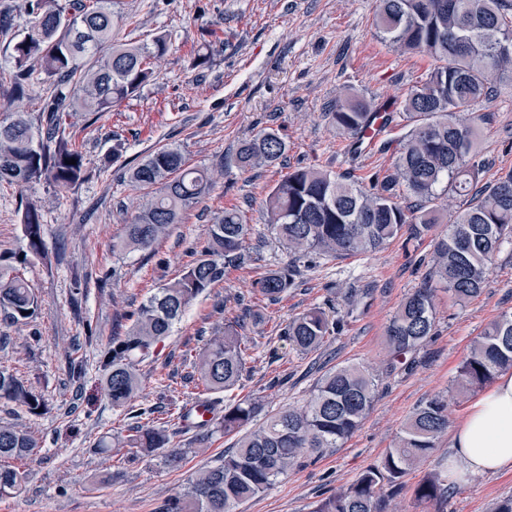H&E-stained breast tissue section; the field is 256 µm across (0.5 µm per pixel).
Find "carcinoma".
<instances>
[{"label": "carcinoma", "instance_id": "carcinoma-1", "mask_svg": "<svg viewBox=\"0 0 512 512\" xmlns=\"http://www.w3.org/2000/svg\"><path fill=\"white\" fill-rule=\"evenodd\" d=\"M28 26L11 49L12 67L0 75L10 83L13 97L22 99L35 82L51 83L41 99L40 126L33 127L22 110L0 120V184L23 186L44 179L57 190L85 178L83 156L66 134L67 108L110 112L136 96L155 78L152 60L169 47L166 36L152 46L117 40L122 17L112 0H25ZM374 25L383 39L402 52L421 53L432 67L421 85L401 102L409 129L401 140L394 172L353 180L323 170L301 168L286 175L264 201L267 229L294 256L318 254L347 258L381 249L407 230L412 239L432 237L430 278L435 286L414 289L389 320L385 335L393 356L424 345L435 327V287L448 291L460 304L480 294L495 254L512 242V171L485 190L476 189L473 162L476 130L460 114L492 97L494 86L512 72V52L499 46L512 42V3L509 0H379ZM386 104L363 96L336 100L331 116L336 131L360 142ZM286 150L284 138L262 131L238 151L242 169L275 164ZM76 160V164L69 160ZM153 195L127 225L115 248L148 251L197 204L211 187L206 168L190 167L179 148L162 145L143 158L129 174ZM423 206L416 210L396 200L395 188ZM470 197L467 208L439 231L441 215L426 204L440 193ZM41 208L26 203L21 213L28 251L47 257L42 237ZM250 232L236 209H226L207 228L206 246L176 280L165 284L141 304L129 331L108 342L100 360L105 395L112 407L132 409L140 391L137 365L169 335L186 307L213 284L224 280L226 265L244 258ZM293 284L288 268L269 270L254 289L275 301ZM38 296L11 265H0V315L13 324H26L39 314ZM340 319L312 308L291 319L284 336L298 351L316 350ZM195 374L211 394L205 405L224 404L219 422L224 434H239L233 450L220 464L195 472L187 488L166 512H236L237 506L265 492L307 456L340 448L360 427L376 398L375 378L357 366H337L323 374L301 407H282L252 423L260 407L251 400L221 401L242 378L245 359L241 336L233 324L213 336L193 362ZM512 368V314L490 323L474 341L457 378L458 388L476 389ZM0 399L38 416L47 411L43 396L0 367ZM448 428V402L437 396L422 402L380 464L363 470L347 487L322 501L314 512H383L384 498L399 494L402 478L426 459L436 439ZM161 428L136 425L125 436L98 440V452L128 449L135 458L167 447ZM37 448L34 437L8 422H0V498L25 484L27 473L11 464ZM442 475L432 473L414 489L418 505H439L448 489Z\"/></svg>", "mask_w": 512, "mask_h": 512}]
</instances>
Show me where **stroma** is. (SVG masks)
Returning a JSON list of instances; mask_svg holds the SVG:
<instances>
[{
	"instance_id": "stroma-1",
	"label": "stroma",
	"mask_w": 512,
	"mask_h": 512,
	"mask_svg": "<svg viewBox=\"0 0 512 512\" xmlns=\"http://www.w3.org/2000/svg\"><path fill=\"white\" fill-rule=\"evenodd\" d=\"M124 18L121 41L151 42L166 35L169 49L156 61V78L109 112H71L67 131L82 152L87 177L59 192L45 181L0 185V263L19 267L36 289L41 312L20 326L0 319V365L41 393L47 413L34 417L0 400V421L31 430L37 455L22 461L28 480L0 512H165L201 467L214 464L235 439L217 422L197 444L186 414L203 398L189 382L191 363L225 323L237 324L245 353L243 376L232 399H258L265 410L303 405L329 368L356 365L376 378L378 394L360 429L337 450L307 457L238 512H313L319 501L349 485L393 447L425 400L446 395L448 423L465 416L475 392L453 384L472 340L512 312V243L503 244L481 293L458 305L436 297L432 339L406 366H393L385 326L405 296L423 285L429 239L395 238L363 256L332 259L289 256L266 228L263 201L270 188L297 168L338 175L393 172L394 153L352 154L328 110L353 92L400 105L431 67L427 56L406 54L383 41L374 27L377 0H115ZM208 68H193L198 52ZM476 128L478 182L486 186L512 171V77L496 83L492 98L469 114ZM275 129L286 142L276 164L240 170L241 140ZM180 146L188 165L213 170L208 196L188 209L152 253L113 250L142 202L129 171L156 147ZM42 207L48 259L30 254L21 209ZM238 209L251 229L243 261L228 265L223 281L186 309L171 336L139 363L141 390L134 415L113 409L100 384L101 354L124 334L131 315L162 284L180 277L192 249L224 209ZM290 267L294 284L271 301L252 289L266 271ZM109 275L106 287L96 285ZM316 306L336 307L344 325L316 351L288 344L292 317ZM84 368L71 379L72 365ZM164 427L174 448L188 449L183 466L166 469L159 456L136 460L95 449L103 435L137 424ZM451 445L442 435L431 456L405 476V487L386 501V512H493L512 496V469L451 483L441 510L418 506L416 484L445 472Z\"/></svg>"
}]
</instances>
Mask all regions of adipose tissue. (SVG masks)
<instances>
[{"label": "adipose tissue", "instance_id": "1", "mask_svg": "<svg viewBox=\"0 0 512 512\" xmlns=\"http://www.w3.org/2000/svg\"><path fill=\"white\" fill-rule=\"evenodd\" d=\"M512 469V374L496 383L468 407L454 428L448 455L449 480Z\"/></svg>", "mask_w": 512, "mask_h": 512}]
</instances>
